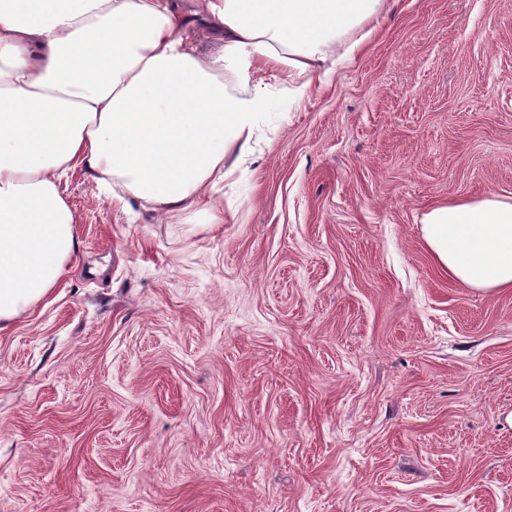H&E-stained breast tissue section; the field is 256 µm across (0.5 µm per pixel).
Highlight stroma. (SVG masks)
<instances>
[{
	"mask_svg": "<svg viewBox=\"0 0 512 512\" xmlns=\"http://www.w3.org/2000/svg\"><path fill=\"white\" fill-rule=\"evenodd\" d=\"M268 98L224 222L112 204L0 331V512H512V290L421 220L512 198V0H391Z\"/></svg>",
	"mask_w": 512,
	"mask_h": 512,
	"instance_id": "obj_1",
	"label": "stroma"
}]
</instances>
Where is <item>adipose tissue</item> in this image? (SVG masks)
Returning a JSON list of instances; mask_svg holds the SVG:
<instances>
[{
	"label": "adipose tissue",
	"mask_w": 512,
	"mask_h": 512,
	"mask_svg": "<svg viewBox=\"0 0 512 512\" xmlns=\"http://www.w3.org/2000/svg\"><path fill=\"white\" fill-rule=\"evenodd\" d=\"M390 0H0V328L39 302L77 251L59 184L82 164L112 199L224 221L217 186L253 153L265 98L241 76L278 72L307 97L350 32ZM424 240L450 280L512 288V199L439 204Z\"/></svg>",
	"instance_id": "1"
}]
</instances>
